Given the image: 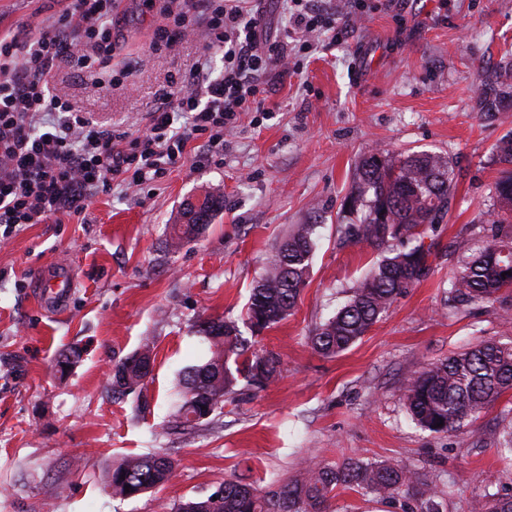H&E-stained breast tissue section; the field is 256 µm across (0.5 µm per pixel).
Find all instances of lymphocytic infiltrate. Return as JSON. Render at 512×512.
I'll return each mask as SVG.
<instances>
[{
    "label": "lymphocytic infiltrate",
    "mask_w": 512,
    "mask_h": 512,
    "mask_svg": "<svg viewBox=\"0 0 512 512\" xmlns=\"http://www.w3.org/2000/svg\"><path fill=\"white\" fill-rule=\"evenodd\" d=\"M113 0H69L54 22L28 43L0 40V232L58 215H79L113 183L135 188L162 178L187 144L206 135L209 151L239 113L260 112L273 74L299 69L321 36L343 40L365 0H289L291 43L266 34L262 0H165L175 40L203 34L208 50L184 88L164 94L148 112L142 134L98 126L53 91L54 66L67 58L82 71L122 84L112 67ZM224 60L215 69L212 52Z\"/></svg>",
    "instance_id": "1"
}]
</instances>
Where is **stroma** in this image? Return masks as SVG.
Listing matches in <instances>:
<instances>
[{
	"mask_svg": "<svg viewBox=\"0 0 512 512\" xmlns=\"http://www.w3.org/2000/svg\"><path fill=\"white\" fill-rule=\"evenodd\" d=\"M368 15L344 41L325 42L303 69L274 78L261 112L241 113L224 152L191 140L165 177L137 192L113 186L80 215L29 224L0 237V512H163L207 497L229 479L261 490L294 477L302 461H388L418 471L440 491L443 512H470L490 491L512 497V458L496 451L512 421V393L456 432L422 430L404 401L411 375L486 341L512 338V291L454 309L449 281L463 256L457 235L481 247L477 219L496 209L503 167L496 146L512 135V105L479 112L484 71L512 63V0H401ZM161 0H118L114 62L130 86H114L67 59L54 91L103 127L138 131L163 92L175 90L202 40L156 44ZM59 0H0V37L40 35ZM427 151L455 164L445 223L424 230L428 277L399 295L370 331L334 357L308 338L348 300L381 259L368 243L339 245L341 204L360 153ZM221 189L224 208L179 249L168 228L187 201ZM315 227L309 282L287 319L261 334L245 326L250 291L279 244ZM68 266L73 292L39 305L36 268ZM235 322L251 350L280 359L264 388L237 381L224 407L196 428L175 430L173 401L186 367L211 355L198 324ZM152 348L142 393L112 398V365ZM70 357L65 372L57 362ZM169 454L173 478L134 498L106 490L104 475L129 455ZM408 496L383 502L339 491L334 512H408Z\"/></svg>",
	"mask_w": 512,
	"mask_h": 512,
	"instance_id": "obj_1",
	"label": "stroma"
}]
</instances>
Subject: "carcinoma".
<instances>
[{
  "mask_svg": "<svg viewBox=\"0 0 512 512\" xmlns=\"http://www.w3.org/2000/svg\"><path fill=\"white\" fill-rule=\"evenodd\" d=\"M482 92L481 111L487 113L497 110L503 100L512 99V69L503 66L486 72ZM455 189L452 162L440 155L411 152L390 158L368 150L360 156L356 179L342 203L356 218L341 225L340 240L388 248L391 242L406 239L414 245L384 257L353 289L349 301L314 330L309 341L317 353L329 357L347 350L398 295L428 276L431 248L424 246L419 228L445 221ZM494 191L499 208L489 220L491 235L486 244L473 252L467 238L453 244L468 253L451 281L453 302L487 303L502 289L512 288V170L495 182ZM223 207L221 192L204 194L193 209L183 207V223L172 225L168 245L177 248L196 238ZM314 228L303 224L288 236L265 276L252 288L246 320L253 331L271 328L291 315L307 285L315 249ZM198 332L209 342L211 357L184 375L176 404L177 423L184 428L201 423L196 415L202 412V404L212 401V411L222 409L237 376L261 388L279 375V359L271 352L248 353L235 323L205 319L198 324ZM231 361L236 368H230ZM113 370L112 395L142 390L144 382L135 356L116 362ZM511 390L512 344L484 342L414 373L405 400L411 419L421 428L448 434ZM173 470L174 462L167 454L126 457L107 472L105 486L115 496L133 498L166 483ZM340 488L382 499L412 490L417 507L411 512H441L439 491L418 472L359 460L309 464L294 478L263 494L240 480H226L209 496L179 504L175 512H330L331 500ZM473 512H512V498L485 490L475 497Z\"/></svg>",
  "mask_w": 512,
  "mask_h": 512,
  "instance_id": "1",
  "label": "carcinoma"
}]
</instances>
